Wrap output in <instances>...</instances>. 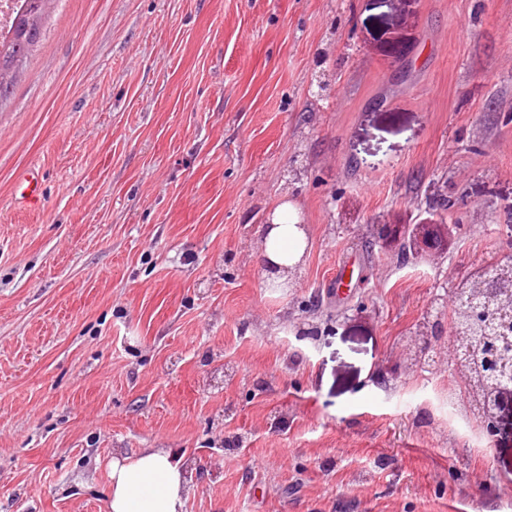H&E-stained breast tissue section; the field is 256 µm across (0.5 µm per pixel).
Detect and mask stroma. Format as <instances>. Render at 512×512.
<instances>
[{"label": "stroma", "mask_w": 512, "mask_h": 512, "mask_svg": "<svg viewBox=\"0 0 512 512\" xmlns=\"http://www.w3.org/2000/svg\"><path fill=\"white\" fill-rule=\"evenodd\" d=\"M431 222L434 264L372 240ZM511 242L512 0H56L0 111V512H105L141 448L186 512H512V411L471 447L400 365ZM19 195L25 204L32 209L38 208L42 202L39 173L30 170L23 174L19 183ZM292 203L285 201L271 215L258 245L260 263L271 281L282 282L301 264L307 248L304 224H298ZM437 327L438 324L436 321L432 322L430 331H428V328L419 331L418 334L413 336L406 344L402 346L403 364L407 368H413L415 359L414 356L418 351H427L429 349L432 344V335L436 333Z\"/></svg>", "instance_id": "1"}]
</instances>
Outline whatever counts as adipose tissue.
<instances>
[{"label": "adipose tissue", "mask_w": 512, "mask_h": 512, "mask_svg": "<svg viewBox=\"0 0 512 512\" xmlns=\"http://www.w3.org/2000/svg\"><path fill=\"white\" fill-rule=\"evenodd\" d=\"M307 248L292 203L271 215L258 245V257L272 281H285L301 264ZM106 512H185L189 493L186 463L165 448H143L133 456L114 454L109 465Z\"/></svg>", "instance_id": "1"}]
</instances>
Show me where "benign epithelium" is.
<instances>
[{
  "label": "benign epithelium",
  "mask_w": 512,
  "mask_h": 512,
  "mask_svg": "<svg viewBox=\"0 0 512 512\" xmlns=\"http://www.w3.org/2000/svg\"><path fill=\"white\" fill-rule=\"evenodd\" d=\"M379 237L391 238L399 242V251L403 255L412 254L430 260L436 254L431 239L435 229L432 226L416 224L413 230H405L397 235L389 224L378 226ZM482 286L471 293L451 289L450 296L456 310L463 314L461 320L469 336L458 337L459 343L448 347V353L432 358L438 367H446L455 375H462L464 384H472L470 375L463 370L465 348L474 339L485 343L483 364L487 368L482 380L487 412L483 419L485 435L493 439L497 436L499 418L502 410L512 406V287L501 282L500 263H493L482 270ZM438 324L419 331L402 346L403 364L411 369L414 356L431 346L432 335Z\"/></svg>",
  "instance_id": "7a95c632"
}]
</instances>
